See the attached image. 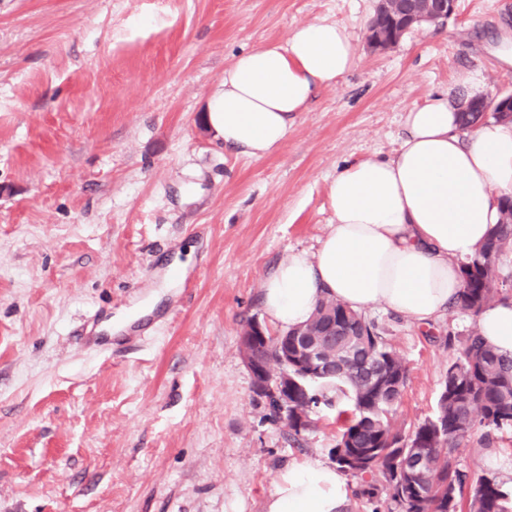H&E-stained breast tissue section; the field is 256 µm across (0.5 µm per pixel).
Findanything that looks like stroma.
<instances>
[{
  "instance_id": "35a3bbf8",
  "label": "stroma",
  "mask_w": 512,
  "mask_h": 512,
  "mask_svg": "<svg viewBox=\"0 0 512 512\" xmlns=\"http://www.w3.org/2000/svg\"><path fill=\"white\" fill-rule=\"evenodd\" d=\"M377 3L0 0V512H262L283 467L331 462L336 407L293 443L253 391L261 283L327 233L340 167L396 152L402 112L462 70L512 91L490 51L512 0H458L384 52ZM323 18L355 66L273 154L225 150L199 121L225 68ZM364 316L408 368L389 416L412 431L474 318ZM456 457L512 489L507 454Z\"/></svg>"
}]
</instances>
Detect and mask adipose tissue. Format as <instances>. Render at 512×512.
Listing matches in <instances>:
<instances>
[{"label": "adipose tissue", "instance_id": "1", "mask_svg": "<svg viewBox=\"0 0 512 512\" xmlns=\"http://www.w3.org/2000/svg\"><path fill=\"white\" fill-rule=\"evenodd\" d=\"M355 64L351 33L317 20L281 44L239 54L201 112L205 128L237 154L262 158L288 139L299 112ZM460 104L439 94L402 115L404 137L389 159L342 167L330 197L333 222L313 253H293L265 278L270 322L289 328L333 297L362 312L374 305L420 326L434 323L462 287L461 265L499 223L512 196V123H460ZM477 327L512 355V299ZM352 488L336 468L291 463L277 475L265 512H347Z\"/></svg>", "mask_w": 512, "mask_h": 512}]
</instances>
